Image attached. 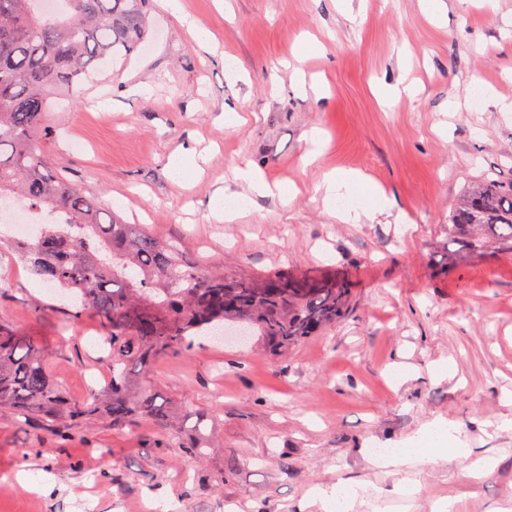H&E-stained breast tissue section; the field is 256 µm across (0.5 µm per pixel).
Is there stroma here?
<instances>
[{
	"label": "stroma",
	"mask_w": 512,
	"mask_h": 512,
	"mask_svg": "<svg viewBox=\"0 0 512 512\" xmlns=\"http://www.w3.org/2000/svg\"><path fill=\"white\" fill-rule=\"evenodd\" d=\"M181 2L177 17L151 0L143 48L96 73L78 106H56L41 147L189 261L349 275L350 312L285 354L202 336L161 360L151 385L180 411L175 443L145 419H99L66 441L40 415L0 408V512H321L315 491L339 483L359 490L353 512H512V256L439 262L467 186L512 180V112L497 104L512 101V0H441L435 17L422 0ZM233 111L244 123L225 125ZM178 152L207 159L192 185L169 174ZM246 168L292 200L259 197L238 223L212 221L215 191L249 195ZM335 171L364 175L351 196L374 218L326 210L319 186ZM0 319L41 341L73 402L107 387L96 320L68 319L8 247ZM398 369L406 378L391 382ZM442 420L467 456L373 462ZM201 440L197 459L186 446Z\"/></svg>",
	"instance_id": "35a3bbf8"
}]
</instances>
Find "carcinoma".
<instances>
[{"instance_id": "obj_1", "label": "carcinoma", "mask_w": 512, "mask_h": 512, "mask_svg": "<svg viewBox=\"0 0 512 512\" xmlns=\"http://www.w3.org/2000/svg\"><path fill=\"white\" fill-rule=\"evenodd\" d=\"M0 0V204L47 211L35 241L15 244L32 272L76 301L73 318L92 312L104 331L112 376L89 403H71L47 370L44 349L0 320V407L41 413L80 435L83 420L114 426L140 417L172 435L173 404L141 380L156 360L184 354L195 336L238 328L278 353L316 336L346 313L347 278L297 275L231 277L222 266L188 262L183 250L126 224L55 172L37 133L57 99L80 102L92 72L127 60L150 34L149 0ZM448 264L512 254V181L487 174L468 186L448 216Z\"/></svg>"}]
</instances>
